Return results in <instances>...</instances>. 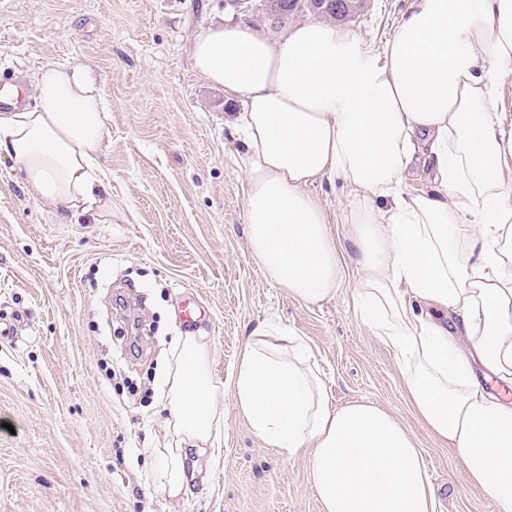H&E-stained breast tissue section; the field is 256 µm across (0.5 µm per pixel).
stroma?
Wrapping results in <instances>:
<instances>
[{
    "label": "stroma",
    "mask_w": 512,
    "mask_h": 512,
    "mask_svg": "<svg viewBox=\"0 0 512 512\" xmlns=\"http://www.w3.org/2000/svg\"><path fill=\"white\" fill-rule=\"evenodd\" d=\"M412 2L367 0L342 27L381 54ZM226 22L275 40L288 30L236 0H0L1 83L30 87L49 63L103 80L112 188L111 223L76 222L31 199L0 155V512H321L307 454L266 446L227 389L224 437L188 492L152 486L167 435L158 379L190 297L217 380L229 382L253 327L288 328L307 339L332 405L372 402L410 428L438 512H497L417 419L395 355L355 312L347 187L308 188L343 273L335 297L302 304L251 259L241 103L192 60L194 36Z\"/></svg>",
    "instance_id": "35a3bbf8"
}]
</instances>
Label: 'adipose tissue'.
<instances>
[{"label":"adipose tissue","instance_id":"adipose-tissue-1","mask_svg":"<svg viewBox=\"0 0 512 512\" xmlns=\"http://www.w3.org/2000/svg\"><path fill=\"white\" fill-rule=\"evenodd\" d=\"M196 69L238 97L251 258L294 298L334 297L343 276L317 181L348 188L359 256L355 309L398 361L409 399L469 480L512 512V401L489 394L470 359L512 388V126L495 106L512 74V0H414L382 56L321 21L278 40L242 23L194 39ZM34 102L0 112V153L34 200L71 218L112 221L98 156L109 131L102 81L83 65L49 64ZM428 188L405 191L412 165ZM447 322L434 320V309ZM214 348L175 336L162 372L168 446L153 449V485L187 492L190 455L224 429L229 387L253 433L293 456L309 453L321 512H437L421 448L379 406H332L305 339L252 328L228 384Z\"/></svg>","mask_w":512,"mask_h":512}]
</instances>
